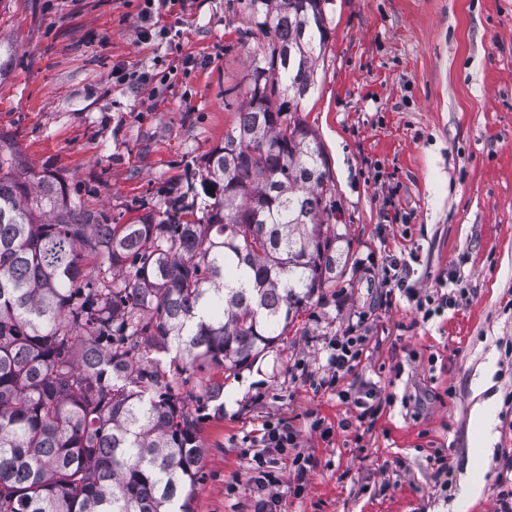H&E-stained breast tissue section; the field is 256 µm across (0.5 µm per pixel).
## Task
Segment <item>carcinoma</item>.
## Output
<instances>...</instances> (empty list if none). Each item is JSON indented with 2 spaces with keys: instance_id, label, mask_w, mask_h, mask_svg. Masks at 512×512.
<instances>
[{
  "instance_id": "1",
  "label": "carcinoma",
  "mask_w": 512,
  "mask_h": 512,
  "mask_svg": "<svg viewBox=\"0 0 512 512\" xmlns=\"http://www.w3.org/2000/svg\"><path fill=\"white\" fill-rule=\"evenodd\" d=\"M330 0H246L254 57L218 188L114 224L0 146V512H192L205 394L280 340L347 262L323 147L300 115Z\"/></svg>"
}]
</instances>
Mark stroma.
I'll return each mask as SVG.
<instances>
[{
  "label": "stroma",
  "mask_w": 512,
  "mask_h": 512,
  "mask_svg": "<svg viewBox=\"0 0 512 512\" xmlns=\"http://www.w3.org/2000/svg\"><path fill=\"white\" fill-rule=\"evenodd\" d=\"M142 6L0 0V137L29 171L121 224L184 194L207 203L186 171L232 128L264 45L245 0H176L152 34ZM328 13L303 116L324 148L352 272L224 375L200 423L206 478L193 510L255 512L248 441L279 420L312 458L299 488L291 458L275 456L280 512H497V476L512 471V0H332ZM116 67L167 80L134 85ZM395 258L407 286L433 295L458 274L464 296L422 316L385 275ZM350 327L368 346L340 388L371 391L367 414L316 384ZM488 378L494 441L473 470L472 395Z\"/></svg>",
  "instance_id": "35a3bbf8"
}]
</instances>
